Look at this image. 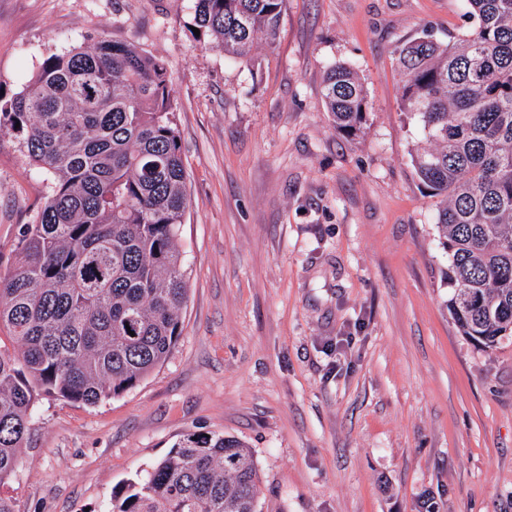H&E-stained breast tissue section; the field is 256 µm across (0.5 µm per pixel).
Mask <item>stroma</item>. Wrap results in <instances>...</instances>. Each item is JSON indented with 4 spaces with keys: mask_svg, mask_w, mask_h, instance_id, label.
I'll return each instance as SVG.
<instances>
[{
    "mask_svg": "<svg viewBox=\"0 0 512 512\" xmlns=\"http://www.w3.org/2000/svg\"><path fill=\"white\" fill-rule=\"evenodd\" d=\"M195 0H0V90L98 31L161 58L190 204L188 301L165 360L87 407L36 397L15 512H106L112 491L183 434L246 442L258 512H512V339L483 348L446 307L436 207L410 151L394 48L474 25L466 0H286L248 60L194 38ZM367 123L334 128L336 64ZM47 191L0 131V269ZM323 97L336 129L357 135L367 115L366 94L357 74L344 64H336L325 76Z\"/></svg>",
    "mask_w": 512,
    "mask_h": 512,
    "instance_id": "stroma-1",
    "label": "stroma"
}]
</instances>
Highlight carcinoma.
<instances>
[{
	"label": "carcinoma",
	"instance_id": "cac0c4a2",
	"mask_svg": "<svg viewBox=\"0 0 512 512\" xmlns=\"http://www.w3.org/2000/svg\"><path fill=\"white\" fill-rule=\"evenodd\" d=\"M284 4L196 0V40L248 60L273 46ZM467 4L472 30L394 53L402 107L423 135L411 165L437 199L446 307L460 335L492 348L512 336V0ZM323 97L336 129L357 135L367 115L357 74L332 67ZM2 129L48 190L0 278V327L16 344L0 352V485L17 469L37 394L94 405L171 353L188 297L177 236L189 206L167 67L105 31L0 94ZM257 482L245 442L190 433L113 490L110 512H257Z\"/></svg>",
	"mask_w": 512,
	"mask_h": 512
}]
</instances>
